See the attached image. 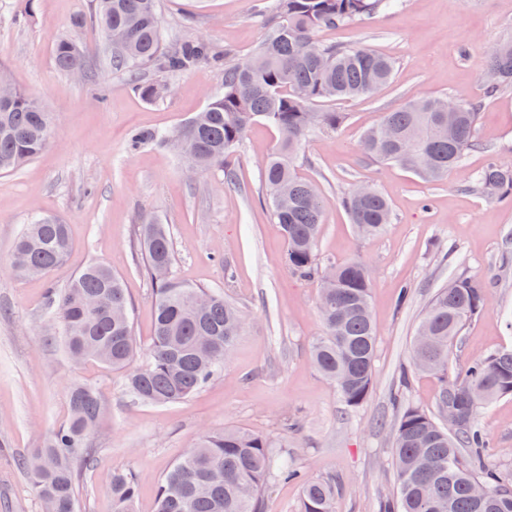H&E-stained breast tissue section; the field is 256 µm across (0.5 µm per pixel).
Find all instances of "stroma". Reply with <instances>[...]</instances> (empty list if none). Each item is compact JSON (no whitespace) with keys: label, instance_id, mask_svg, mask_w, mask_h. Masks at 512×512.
Returning <instances> with one entry per match:
<instances>
[{"label":"stroma","instance_id":"obj_1","mask_svg":"<svg viewBox=\"0 0 512 512\" xmlns=\"http://www.w3.org/2000/svg\"><path fill=\"white\" fill-rule=\"evenodd\" d=\"M264 0H158L165 41L201 37L217 50L245 56L264 35ZM91 0H0V68L54 117L55 135L34 160L0 173V512H39L18 458L65 423L68 391L78 380L94 387L105 411L93 435L97 458L80 468L82 512H112L108 476L139 472L136 512H155L157 483L208 430L244 428L287 443L308 477L336 481V512H383L396 494L392 467L394 422L390 392L407 375L410 404L435 411L437 377L412 367L415 331L435 293L456 278L484 288L487 307L469 319L453 346L449 372L512 349V202L470 192L486 157L465 152L446 179L430 183L399 167L368 161L362 135L384 113L421 96L459 103L482 101L476 137L512 166V89L486 97L487 64L499 41L512 38V0H398L396 6L351 25L320 31L326 42L357 45L393 58L390 84L378 94L319 103L340 112L335 129L318 128L302 146L297 169L321 189L319 267L351 260L372 275L371 311L377 328L374 382L365 403L348 408L310 361L323 332L319 285L288 268L287 243L262 191L261 163L279 134L263 123L247 130L230 164L237 186L212 169L189 177L167 144L132 151L131 134L167 132L206 105L224 71L206 63L161 79L170 93L138 95L125 72L112 69L99 29L80 37L97 65L94 81L59 72L53 48L71 34V21ZM370 186L391 205L377 237H358L341 197ZM61 218L73 242L66 262L42 276L10 268L14 242L32 215ZM166 224L174 270L182 282L222 293L245 319V330L223 372L176 404L135 402L122 378L97 362L73 363L59 323L46 313V291L65 287L90 263L104 261L123 278L132 331L148 345L153 289L138 245L144 219ZM412 301L398 308L401 288ZM478 422L492 442L493 460L512 466V396L482 409Z\"/></svg>","mask_w":512,"mask_h":512}]
</instances>
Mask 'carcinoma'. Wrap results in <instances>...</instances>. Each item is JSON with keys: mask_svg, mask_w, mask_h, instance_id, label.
I'll return each mask as SVG.
<instances>
[{"mask_svg": "<svg viewBox=\"0 0 512 512\" xmlns=\"http://www.w3.org/2000/svg\"><path fill=\"white\" fill-rule=\"evenodd\" d=\"M391 0H274L262 13L267 33L245 60L224 55V84L205 107L183 125L175 138L154 131L132 134L136 150L156 140L168 141L181 154L192 155L197 171L224 170L226 183L236 178L227 161L239 149L247 128L262 121L279 132V141L262 164V182L273 223L286 243L288 268L299 278H319L318 302L323 336L312 346L315 368L351 408L363 405L373 385L376 326L371 314V275L361 261H349L322 274L315 249L322 226L317 186L300 177L296 159L316 126L335 128L340 112H315L326 100L370 96L389 84L391 58L367 47H341L320 42L316 34L371 16ZM94 22L110 49L114 69L132 75L152 64L176 74L216 60L209 42L190 38L163 43L156 0H93L90 16L78 15L75 29ZM56 68L92 77L87 51L75 37L60 40L54 50ZM486 96L512 89V40L492 53ZM133 87L147 100L160 97L165 85L138 77ZM448 98L411 100L384 113L362 138L368 158L396 165L428 180L448 174L465 151L482 148L475 140L481 103L458 105L445 112ZM54 133L51 113L37 99L13 89L9 107L0 108V172L35 159ZM475 188L497 200L512 198V167L492 149ZM342 204L361 235L376 236L389 224L387 199L371 189L349 190ZM139 241L153 286L154 330L144 353L132 332L121 278L103 262L82 269L65 288L50 287L46 300L61 324L62 345L79 364L95 361L123 374V387L145 404L182 402L201 390L224 363L243 333L239 311L224 295L178 280L171 239L163 224H143ZM71 248L68 225L36 215L24 225L13 250L12 268L21 275H39L61 264ZM486 307L482 288L458 278L439 289L418 330L430 336L427 345L413 344L414 366L440 380L437 413L414 406L397 395L399 408L391 427L397 476L394 512H512V469L490 461V441L480 427L481 406L512 395V350L498 351L448 377V357L466 322ZM454 411L453 431L436 417ZM103 404L98 392L82 382L69 391V419L45 444L17 461L41 502L42 512H80L77 466L96 456L90 437ZM280 481L301 484L298 512H336V481L310 479L288 458L275 439L224 428L203 433L160 479L156 512H264L265 492ZM140 478L133 470L110 477L112 512H134Z\"/></svg>", "mask_w": 512, "mask_h": 512, "instance_id": "cac0c4a2", "label": "carcinoma"}]
</instances>
